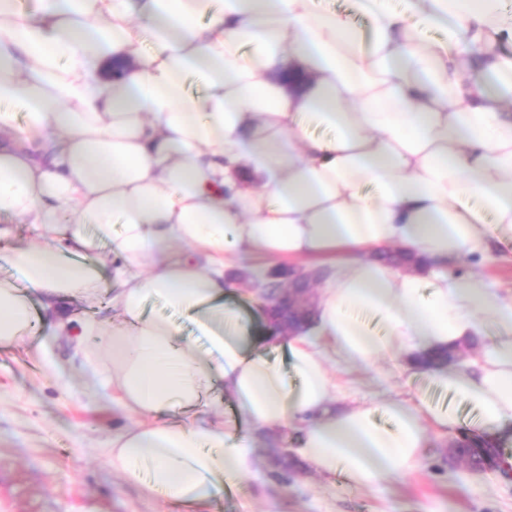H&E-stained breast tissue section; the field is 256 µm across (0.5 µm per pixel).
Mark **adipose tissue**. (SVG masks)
I'll use <instances>...</instances> for the list:
<instances>
[{
    "label": "adipose tissue",
    "mask_w": 512,
    "mask_h": 512,
    "mask_svg": "<svg viewBox=\"0 0 512 512\" xmlns=\"http://www.w3.org/2000/svg\"><path fill=\"white\" fill-rule=\"evenodd\" d=\"M353 4L369 28L321 0H0V240L17 221L40 230L14 264L136 418L112 436L113 471L190 512L253 473L257 434L296 433L314 472L373 489L417 467L430 429L454 432L456 404L488 432L512 426V297L448 268L512 239V8ZM390 247L422 265L376 259ZM248 252L330 260L312 326L273 342L285 371L230 301ZM152 298L207 349L145 316ZM69 299L112 319H78ZM33 329L0 279V346ZM478 337L480 355L432 373L451 404H335L329 361ZM213 389L236 416L171 421Z\"/></svg>",
    "instance_id": "ef3b65f1"
}]
</instances>
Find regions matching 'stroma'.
Returning <instances> with one entry per match:
<instances>
[{"instance_id": "1", "label": "stroma", "mask_w": 512, "mask_h": 512, "mask_svg": "<svg viewBox=\"0 0 512 512\" xmlns=\"http://www.w3.org/2000/svg\"><path fill=\"white\" fill-rule=\"evenodd\" d=\"M36 339L51 367L24 347L0 348V512H180L113 473L109 442L130 417L111 391L88 386L68 337L50 322L39 323ZM328 368L345 401L443 398L430 374L414 371L400 352L367 368ZM430 437L413 472L375 491L320 476L302 462L277 474L270 464L277 443L261 438L254 473L198 512H512V471L495 463L470 471L450 460V436L434 430Z\"/></svg>"}]
</instances>
